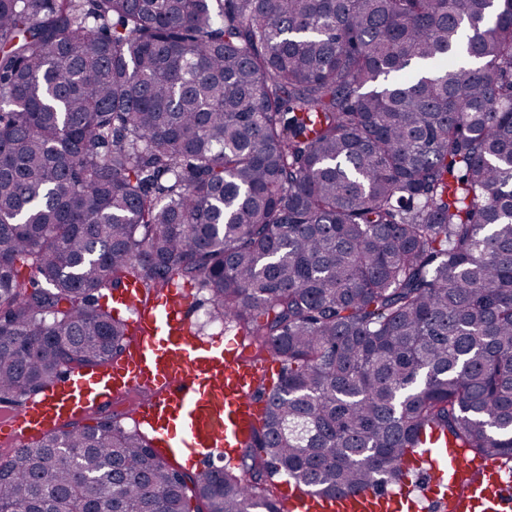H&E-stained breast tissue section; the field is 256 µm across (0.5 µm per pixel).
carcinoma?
I'll return each instance as SVG.
<instances>
[{"instance_id": "carcinoma-1", "label": "carcinoma", "mask_w": 512, "mask_h": 512, "mask_svg": "<svg viewBox=\"0 0 512 512\" xmlns=\"http://www.w3.org/2000/svg\"><path fill=\"white\" fill-rule=\"evenodd\" d=\"M129 283L280 363L250 464L114 411L1 457L0 512H282L432 431L512 463V0H0V400L122 352Z\"/></svg>"}]
</instances>
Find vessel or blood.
I'll return each mask as SVG.
<instances>
[{"instance_id": "obj_1", "label": "vessel or blood", "mask_w": 512, "mask_h": 512, "mask_svg": "<svg viewBox=\"0 0 512 512\" xmlns=\"http://www.w3.org/2000/svg\"><path fill=\"white\" fill-rule=\"evenodd\" d=\"M141 293L131 284L113 296L135 330L123 354L0 406V429L14 444L49 437L63 423L111 408L114 396L135 391L134 419L161 436L164 459L196 466L214 451L234 458L237 442L264 417L265 404L255 394L258 367L196 336L189 298L165 290L144 305ZM404 466L400 492L329 499L293 490L288 512H512V468L499 460L431 446L409 454Z\"/></svg>"}]
</instances>
